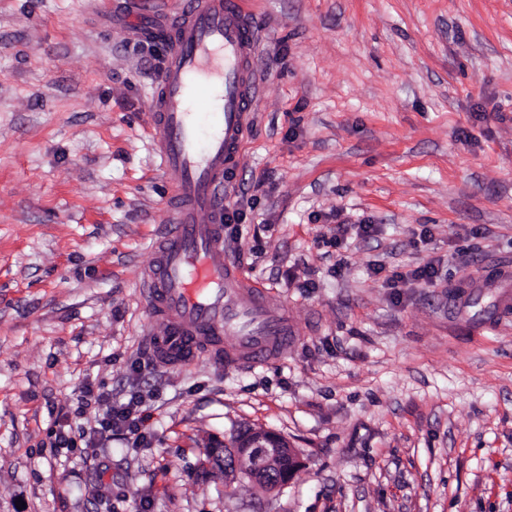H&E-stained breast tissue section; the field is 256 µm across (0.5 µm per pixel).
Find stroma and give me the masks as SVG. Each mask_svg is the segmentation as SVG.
<instances>
[{
    "label": "stroma",
    "mask_w": 512,
    "mask_h": 512,
    "mask_svg": "<svg viewBox=\"0 0 512 512\" xmlns=\"http://www.w3.org/2000/svg\"><path fill=\"white\" fill-rule=\"evenodd\" d=\"M245 8L224 249L297 335L264 367L166 366L140 283L165 45L136 0H0V512H512V0ZM87 384L138 401L139 443H85ZM248 428L299 453L288 485L225 484Z\"/></svg>",
    "instance_id": "35a3bbf8"
}]
</instances>
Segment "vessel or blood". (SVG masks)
Here are the masks:
<instances>
[{
  "label": "vessel or blood",
  "mask_w": 512,
  "mask_h": 512,
  "mask_svg": "<svg viewBox=\"0 0 512 512\" xmlns=\"http://www.w3.org/2000/svg\"><path fill=\"white\" fill-rule=\"evenodd\" d=\"M156 29L167 54L148 101L149 129L170 196L143 275L146 307L165 325L151 352L169 366L206 352L221 364L261 367L296 330L224 250V193L256 95L258 31L244 0H183L178 21L161 19Z\"/></svg>",
  "instance_id": "b4317fda"
}]
</instances>
